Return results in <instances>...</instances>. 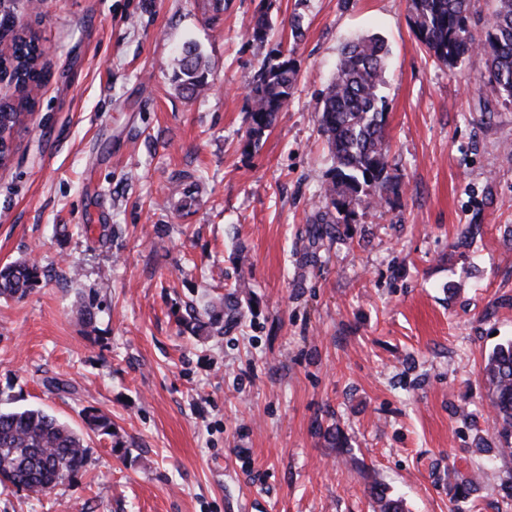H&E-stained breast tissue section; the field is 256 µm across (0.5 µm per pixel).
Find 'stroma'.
Segmentation results:
<instances>
[{"label":"stroma","instance_id":"1","mask_svg":"<svg viewBox=\"0 0 512 512\" xmlns=\"http://www.w3.org/2000/svg\"><path fill=\"white\" fill-rule=\"evenodd\" d=\"M215 2L14 0L46 77L0 171V266L45 275L0 301V411L56 416L86 461L47 494L0 485V512H372L376 489L405 512H512L483 376L512 339V104L480 53L426 52L409 0ZM370 34L389 49V189L314 242L322 96ZM283 55L293 95L248 145L251 90ZM231 291L235 319L194 335L191 309ZM181 62V74L184 76L183 83L185 88L195 91L204 87V75L201 67L202 61L200 54L197 53L195 49L188 47V49L185 50V55L181 59Z\"/></svg>","mask_w":512,"mask_h":512}]
</instances>
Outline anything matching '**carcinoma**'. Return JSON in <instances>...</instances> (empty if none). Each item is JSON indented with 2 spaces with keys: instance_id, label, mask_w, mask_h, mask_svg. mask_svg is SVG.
Segmentation results:
<instances>
[{
  "instance_id": "obj_1",
  "label": "carcinoma",
  "mask_w": 512,
  "mask_h": 512,
  "mask_svg": "<svg viewBox=\"0 0 512 512\" xmlns=\"http://www.w3.org/2000/svg\"><path fill=\"white\" fill-rule=\"evenodd\" d=\"M469 0H410V19L417 39L437 61L455 67L478 50L487 58L484 80L503 101L512 103V0H495L484 36L471 32ZM270 23L267 12L255 17L249 29L252 41L264 45ZM385 41L366 35L346 43L336 72L322 99L320 128L327 137L333 166L320 196L325 207L336 210V222L347 221L355 208H370L383 200L389 182L386 101L380 95L384 81ZM38 39L31 32H17L0 62L10 68L18 98L0 108V133L20 126L33 112L32 87L44 76ZM185 88L204 87L201 56L188 48L181 59ZM295 69L288 59L271 66L253 90L248 112L247 145L259 142L288 105ZM37 262L0 267V298L20 299L39 282ZM198 331L224 332V309L209 303L194 314ZM485 373L490 404L499 422V437L512 453V340L488 354ZM86 425L102 435H112V422L97 411H87ZM85 462L83 438L68 424L39 409L0 412V484H10L37 494L72 481ZM375 512H402L401 504L374 491Z\"/></svg>"
}]
</instances>
